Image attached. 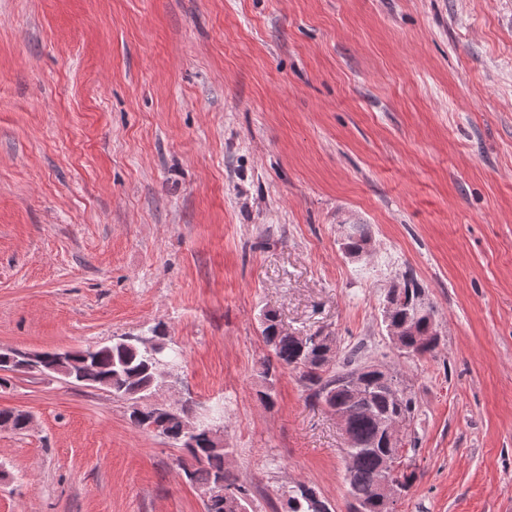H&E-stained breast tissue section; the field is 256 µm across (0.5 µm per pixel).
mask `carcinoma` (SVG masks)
Listing matches in <instances>:
<instances>
[{"label": "carcinoma", "mask_w": 512, "mask_h": 512, "mask_svg": "<svg viewBox=\"0 0 512 512\" xmlns=\"http://www.w3.org/2000/svg\"><path fill=\"white\" fill-rule=\"evenodd\" d=\"M372 240L368 224H354L344 242L348 255L360 254L367 250ZM423 289L412 277H405L388 289L386 297L393 295L403 300L396 316L404 318L415 314L416 305L422 300ZM435 314L434 306L429 304L416 321L418 336L401 337L397 351L406 356H423L435 352L440 336L433 334L429 315ZM260 334L270 355L262 362L261 377L265 390L261 397L273 400V389L277 379V370L291 369L296 372L298 381L315 403H321L329 410H338L347 416L346 432L354 439V444L345 448V481L347 494L354 502L366 504L364 512H395L382 496L375 493V487L383 478L381 472V420L396 415L414 419L415 402L407 387L401 382L392 385L376 370L366 373L363 389L355 391L346 384L344 378L360 366L375 362L361 358L360 348L354 347L344 354L334 351L331 356L324 355L323 346L284 331L277 316L267 311L262 314ZM89 359L90 369L84 374V382H93L112 393V396L132 400L157 386L154 360L150 353L132 341L119 340L111 345L87 347L78 351L75 360ZM192 408L180 407L175 414L160 415L153 420H132V424L141 430L155 432L175 445L185 449L194 463L188 474L190 484L203 491L222 480L227 485L236 484V478L225 467L228 448H214L211 441V429L207 425L199 427L191 437L181 431V419ZM323 503L320 492L307 484H296L288 488L289 512H319ZM206 512H249L250 504L244 496L229 501L211 499L205 504Z\"/></svg>", "instance_id": "cac0c4a2"}]
</instances>
